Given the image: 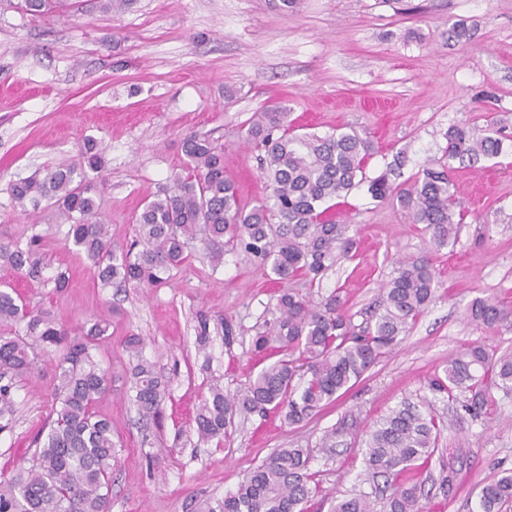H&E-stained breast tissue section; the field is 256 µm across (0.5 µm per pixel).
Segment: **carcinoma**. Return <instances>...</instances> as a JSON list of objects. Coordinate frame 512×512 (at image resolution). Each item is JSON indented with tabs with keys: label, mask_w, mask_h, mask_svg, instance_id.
Wrapping results in <instances>:
<instances>
[{
	"label": "carcinoma",
	"mask_w": 512,
	"mask_h": 512,
	"mask_svg": "<svg viewBox=\"0 0 512 512\" xmlns=\"http://www.w3.org/2000/svg\"><path fill=\"white\" fill-rule=\"evenodd\" d=\"M65 0H24L26 11L43 15ZM290 109L273 106L248 120L245 141L261 151L260 169L271 189L253 206L242 202L224 178V149L204 136L183 140L185 174L147 201L136 218L135 240L128 248L112 245L107 222L93 197L76 181L83 167H50L14 181L10 193L19 206L41 201L69 223L67 241L93 269L101 287L114 284L157 288L169 273L201 249L213 267L224 252L238 247L257 258L273 280H302L314 287L341 259L357 253L348 220L336 208L353 189L368 183L375 200H392L424 226L437 247L457 243L463 214L455 212L451 162L496 157L503 140L496 129L455 125L445 133L440 159L400 184L391 176L404 165L398 155L378 176L366 177L374 143L353 127L323 136L292 131ZM97 145L87 142L82 163L102 167ZM34 240L26 246L0 242V269L37 277L32 261ZM437 290L430 259L409 258L382 286L374 323L354 332L344 302L334 294L312 306L294 288L277 299L273 318L251 341V352L265 365L233 394L214 382L201 396L196 433L203 442L231 435L235 420L276 412L290 426L312 419L325 405L350 389L399 343L400 336L434 300ZM471 321L486 328L512 327V308L498 299L471 304ZM108 323L93 324L86 335L71 336L48 310H31L18 296L0 289V420L11 421L13 381L31 373L41 356L58 354V392L47 423L36 436L27 465L0 479V512H107L116 442L112 422L95 411L111 388L108 371L94 358L93 343ZM142 338L126 340L137 354L131 369L134 404L140 418H162L167 387L154 365L139 356ZM434 393L455 401L472 417L487 413L490 391L512 396V353L489 352L470 345L448 361L444 376L429 384ZM443 424L430 406L403 401L376 421L364 440L368 477L374 489L338 497L319 484L311 471L312 450L300 445L278 448L221 499H205L196 512H311L316 504L328 512H376L377 478L393 486L383 512H424L418 487L399 482L402 472L426 465L437 451ZM512 502V474L480 490L475 512H503Z\"/></svg>",
	"instance_id": "obj_1"
}]
</instances>
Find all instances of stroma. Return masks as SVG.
<instances>
[{
  "label": "stroma",
  "mask_w": 512,
  "mask_h": 512,
  "mask_svg": "<svg viewBox=\"0 0 512 512\" xmlns=\"http://www.w3.org/2000/svg\"><path fill=\"white\" fill-rule=\"evenodd\" d=\"M471 38H451L455 23ZM284 104L297 126L324 134L340 126L370 137L375 176L404 154L402 179L440 158L449 126L498 123L502 153L454 164L450 176L464 214L459 240L430 244L420 225L389 201L353 189L342 211L360 242L357 256L330 268L312 303L332 292L346 301L355 328L379 311L380 286L395 262L428 256L434 300L390 355L309 423L292 427L274 414L238 420L224 443L198 442V397L212 381L235 392L259 371L251 338L269 319L280 287L242 251L219 268L202 256L173 269L159 288L97 286L88 262L66 242L53 209L28 215L9 194L12 181L77 161L89 140L103 167L85 170L112 243L129 246L144 201L185 168L184 137L196 133L224 148V176L255 204L270 189L243 125L255 112ZM37 238L39 277L0 270L33 306L50 309L72 335L100 318L111 326L93 352L111 391L97 405L118 444L110 512H194L197 501L234 491L275 449H312V471L337 496L365 487L364 439L400 401L430 399L446 428L425 467L404 474L421 486L428 512H471L482 485L512 472V398L493 392L489 414L471 419L460 404L431 393L430 380L474 343L512 350V330L476 326L469 305L494 297L512 305V0H68L64 12L34 16L20 0H0V240ZM64 271L62 293L53 278ZM231 318L236 340L213 334L206 353L195 336L200 316ZM141 336V354L168 385L161 430H143L130 402L131 357L124 341ZM58 373L53 361L16 380L11 427L0 432V470L35 449ZM344 426L333 451L325 431ZM454 468L449 492L439 484Z\"/></svg>",
  "instance_id": "35a3bbf8"
}]
</instances>
